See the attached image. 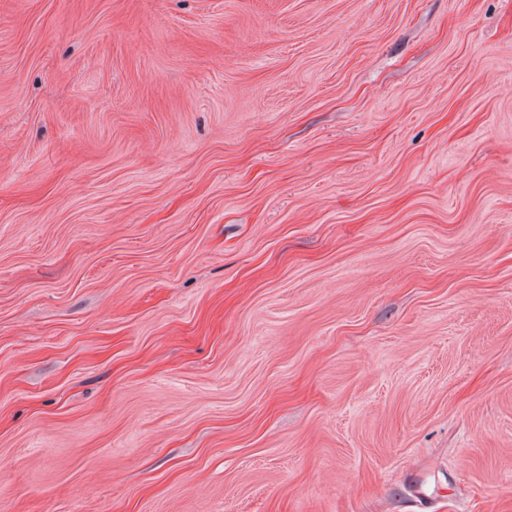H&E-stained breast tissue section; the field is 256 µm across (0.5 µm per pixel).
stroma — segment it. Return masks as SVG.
<instances>
[{
    "mask_svg": "<svg viewBox=\"0 0 512 512\" xmlns=\"http://www.w3.org/2000/svg\"><path fill=\"white\" fill-rule=\"evenodd\" d=\"M0 512H512V0H0Z\"/></svg>",
    "mask_w": 512,
    "mask_h": 512,
    "instance_id": "stroma-1",
    "label": "stroma"
}]
</instances>
